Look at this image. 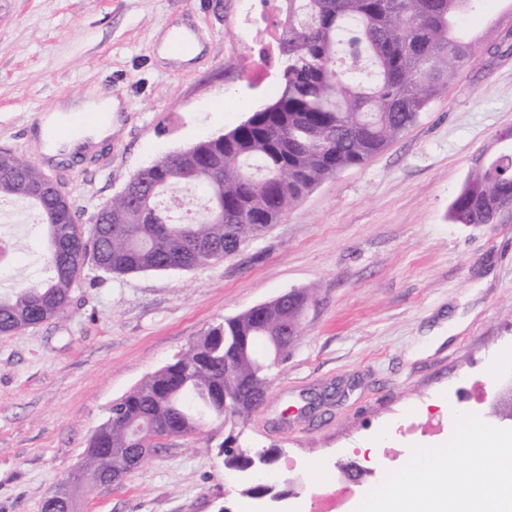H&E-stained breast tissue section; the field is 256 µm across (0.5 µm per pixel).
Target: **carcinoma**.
<instances>
[{"label": "carcinoma", "mask_w": 512, "mask_h": 512, "mask_svg": "<svg viewBox=\"0 0 512 512\" xmlns=\"http://www.w3.org/2000/svg\"><path fill=\"white\" fill-rule=\"evenodd\" d=\"M277 97L233 129L167 154L94 213L90 234L70 199L33 163L0 153V202L22 199L46 226L44 282L0 291V335L65 312L86 262L116 275L188 270L261 236L327 177L362 164L412 126L475 61L458 35L476 0H281ZM512 195V154L478 166L453 198L454 224H492ZM313 293L296 291L218 323L112 406L91 437L85 476L128 469L137 448H162L205 420L232 425L224 393L267 389L288 351L268 361L247 336H280ZM233 372H224V360Z\"/></svg>", "instance_id": "carcinoma-1"}]
</instances>
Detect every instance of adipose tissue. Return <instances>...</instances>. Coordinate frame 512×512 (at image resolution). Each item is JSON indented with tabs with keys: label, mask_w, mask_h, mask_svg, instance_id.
<instances>
[{
	"label": "adipose tissue",
	"mask_w": 512,
	"mask_h": 512,
	"mask_svg": "<svg viewBox=\"0 0 512 512\" xmlns=\"http://www.w3.org/2000/svg\"><path fill=\"white\" fill-rule=\"evenodd\" d=\"M119 104L112 98H74L61 102L56 109L45 116L40 125L39 135L46 143L45 153L47 156H55L60 150L71 148L77 144L85 142V140H99L105 136L111 135V126H86L80 135L66 139L57 140L52 138L51 133L54 129L68 123L71 117L77 113L107 112L112 113L118 111Z\"/></svg>",
	"instance_id": "ef3b65f1"
}]
</instances>
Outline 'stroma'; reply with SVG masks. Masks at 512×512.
<instances>
[{"mask_svg":"<svg viewBox=\"0 0 512 512\" xmlns=\"http://www.w3.org/2000/svg\"><path fill=\"white\" fill-rule=\"evenodd\" d=\"M512 0H476L462 27L476 61L362 165L319 183L260 238L189 270L111 275L86 264L64 315L0 335V512H40L81 467L115 402L224 319L314 289L302 334L244 426L169 439L80 512H250L222 445L273 450L284 512L347 488L355 512L415 445L467 412L502 428L492 392L512 374V210L454 224L448 207L512 132ZM274 0H0V152L30 160L83 219L157 158L227 131L274 100ZM185 25L189 63L162 57ZM119 101L111 137L59 159L44 115L69 97ZM0 232L19 255L0 280L46 275V237L23 202ZM295 486H286V479ZM177 40L186 43V48L174 50L172 44ZM201 49L199 41L192 35L185 26L174 25L164 35L161 50L179 62H189L199 53Z\"/></svg>","mask_w":512,"mask_h":512,"instance_id":"obj_1","label":"stroma"}]
</instances>
